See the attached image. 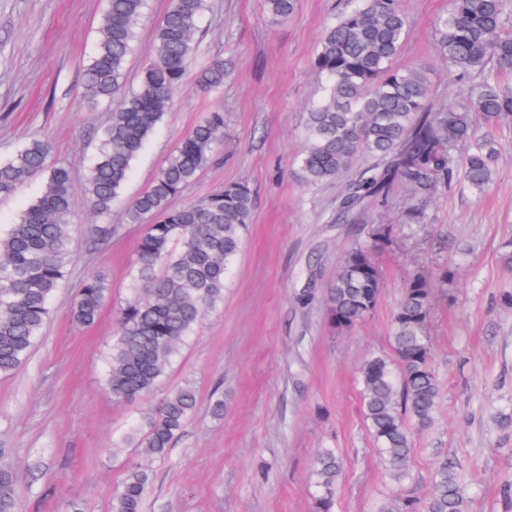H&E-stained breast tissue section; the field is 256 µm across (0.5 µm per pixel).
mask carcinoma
<instances>
[{"mask_svg": "<svg viewBox=\"0 0 512 512\" xmlns=\"http://www.w3.org/2000/svg\"><path fill=\"white\" fill-rule=\"evenodd\" d=\"M347 10L328 24L313 65L324 76L319 100L306 112V146L298 156L303 182L317 186L349 172L357 157L373 162L354 173L336 201L335 224H365L371 210L398 185L425 200L463 186L483 193L493 180L501 145L491 130L512 123V0H448L434 22L439 61L460 77L490 70L463 106L437 105L424 68H396L406 36L401 0H347ZM146 0H107L99 36L83 70L89 109L121 100L102 130L88 166L84 190L91 213L105 219L121 195L132 165L168 111L196 52L195 35L206 0H171L155 29V53L135 87L125 89V61L132 51ZM296 0H263L274 20L293 13ZM224 58L199 70L206 91L224 86ZM488 132L479 133L473 113ZM224 139V113L207 112L180 140L149 187L125 211L143 225L130 271L134 295L119 309L108 356L112 399L130 403L155 390L204 313L224 300L229 266L249 222L253 197L244 183L228 184L181 206L172 205L216 158ZM45 182L15 224L0 233V376L22 367L51 316V300L68 276L75 205L70 167L52 159L51 145L33 139L0 160V198L27 180ZM393 225H371L369 237L351 246L327 291L330 325L350 330L374 308L382 288L376 260L391 242ZM454 272H418L404 286L392 322L393 358L373 357L361 371L364 418L388 472L397 483L409 477L411 441L407 421L432 423L440 389L431 367L428 323L436 289ZM109 292L104 276L85 279L71 308L73 322L94 324ZM197 405L186 384L167 393L144 427L122 437L144 457H161ZM0 448V512H19L15 470ZM341 462L335 452L318 454L314 469L315 512H333ZM151 484L143 464L130 467L112 497V512H142ZM457 466L435 469L425 509L395 497L379 512H469Z\"/></svg>", "mask_w": 512, "mask_h": 512, "instance_id": "obj_1", "label": "carcinoma"}]
</instances>
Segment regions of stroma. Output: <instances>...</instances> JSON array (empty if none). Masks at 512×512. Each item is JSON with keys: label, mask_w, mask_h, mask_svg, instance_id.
<instances>
[{"label": "stroma", "mask_w": 512, "mask_h": 512, "mask_svg": "<svg viewBox=\"0 0 512 512\" xmlns=\"http://www.w3.org/2000/svg\"><path fill=\"white\" fill-rule=\"evenodd\" d=\"M346 0H298L272 21L261 0H209L196 34L197 55L173 102L135 161L112 205L118 233L90 243L95 219L82 196L107 108L82 99L83 68L98 36L106 0H0V159L21 144L47 141L68 164L77 202L69 276L53 316L26 364L0 377V448L18 474L20 512H112V496L136 449L117 442L142 424L162 394L192 383L195 412L161 458L148 460L153 482L144 512H314L312 471L318 452L342 462L335 512H378L404 495L425 501L439 459L456 463L469 486L470 512H512V264L500 243L512 235V125L495 129L503 150L483 194L455 187L419 204L407 188L370 214L394 225L377 256L382 288L372 312L349 331L330 328L325 297L345 250L369 224L330 218L346 177L310 188L297 156L307 108L323 83L312 60L326 23ZM170 0H148L125 69L135 84L154 52V26ZM407 32L393 64L429 71L436 103L467 102L470 82L436 60L435 18L448 0H402ZM223 55L230 75L218 93L197 83L201 64ZM224 114L218 160L179 197L200 198L243 182L254 204L224 289L149 396L120 404L105 384L117 309L130 297L128 266L142 225L127 223V204L142 193L202 113ZM455 268L438 291L428 335L440 384L433 423L411 427L412 478L394 485L363 418L361 369L391 354L393 317L408 277ZM110 293L98 321L80 327L71 300L92 274ZM224 416L210 410L215 393Z\"/></svg>", "instance_id": "stroma-1"}]
</instances>
